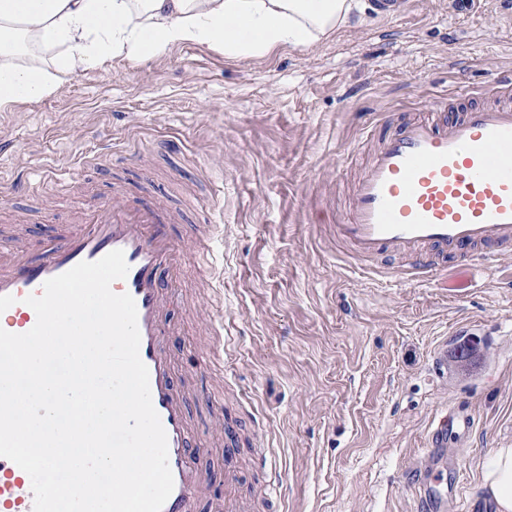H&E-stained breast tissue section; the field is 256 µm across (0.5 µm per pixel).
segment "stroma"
Segmentation results:
<instances>
[{"label": "stroma", "mask_w": 512, "mask_h": 512, "mask_svg": "<svg viewBox=\"0 0 512 512\" xmlns=\"http://www.w3.org/2000/svg\"><path fill=\"white\" fill-rule=\"evenodd\" d=\"M512 76V0H400L307 49L230 59L192 45L139 65L115 60L38 102L0 105V188L27 217L40 254L76 213L114 185L164 196L211 238L213 268L183 251L197 301L169 308V341L185 384L224 393L267 428L281 482L270 512H422L412 486L432 425L449 434L458 504L493 512L482 459L512 447V248L497 267L442 260L436 283L396 282L404 257L362 259L333 215L377 137L362 129L434 108L444 94ZM218 308L230 341L199 373L202 319ZM482 359L456 375L443 358L462 340ZM198 457L224 496V436L188 395ZM455 422L464 429L470 426L468 416H458L453 412L448 413V418L445 416L428 434V443L431 448H441L440 446H442L445 437L448 435V425H453Z\"/></svg>", "instance_id": "stroma-1"}]
</instances>
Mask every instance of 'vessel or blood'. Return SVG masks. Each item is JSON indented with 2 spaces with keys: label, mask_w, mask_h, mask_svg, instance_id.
<instances>
[{
  "label": "vessel or blood",
  "mask_w": 512,
  "mask_h": 512,
  "mask_svg": "<svg viewBox=\"0 0 512 512\" xmlns=\"http://www.w3.org/2000/svg\"><path fill=\"white\" fill-rule=\"evenodd\" d=\"M439 109L443 120L418 115L382 136L338 225L360 256H411L397 273L402 281L430 280L445 254L490 261L512 245V94L478 106L458 94ZM181 220L161 200H132L118 190L81 214L73 230L38 258L19 246L0 248V328L29 331L36 313L27 296L41 295L48 279L79 262L122 250L129 272L112 290L130 294L136 303L139 353L167 434L174 478L161 512H265L270 487L220 503L212 499L210 478L199 465L189 409L167 348V312L182 299L179 254L192 250L207 267L212 255L204 236L165 232V225ZM452 423L466 428L470 419L452 413L440 420L428 434L430 447L442 446ZM265 435L264 426L254 425L251 466L260 473L269 467ZM0 512H33L29 475L5 457H0Z\"/></svg>",
  "instance_id": "1"
}]
</instances>
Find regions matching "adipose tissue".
Wrapping results in <instances>:
<instances>
[{
  "label": "adipose tissue",
  "mask_w": 512,
  "mask_h": 512,
  "mask_svg": "<svg viewBox=\"0 0 512 512\" xmlns=\"http://www.w3.org/2000/svg\"><path fill=\"white\" fill-rule=\"evenodd\" d=\"M359 0H0V105L54 95L115 59L132 63L193 44L265 57L333 37ZM496 512H512V448L479 469Z\"/></svg>",
  "instance_id": "1"
}]
</instances>
